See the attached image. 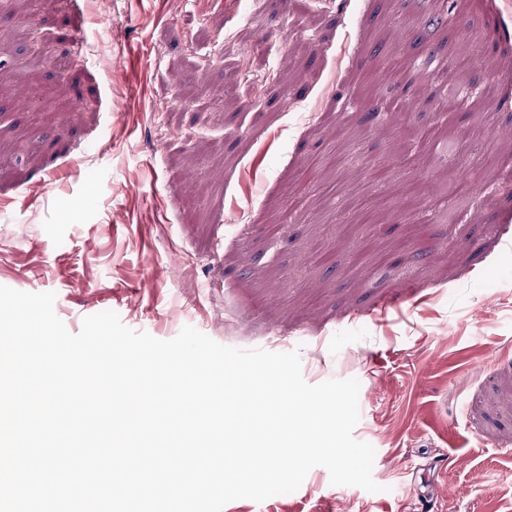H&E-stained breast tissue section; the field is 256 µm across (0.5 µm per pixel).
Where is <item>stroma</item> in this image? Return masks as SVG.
<instances>
[{"instance_id": "1", "label": "stroma", "mask_w": 512, "mask_h": 512, "mask_svg": "<svg viewBox=\"0 0 512 512\" xmlns=\"http://www.w3.org/2000/svg\"><path fill=\"white\" fill-rule=\"evenodd\" d=\"M498 4L413 31L414 0H196L186 19L171 0H0V285L54 292L73 333L111 310L360 384L378 492L316 467L223 512H512V130L452 113L471 168L425 164L400 129L434 107L388 111L381 66L464 55L512 90ZM26 13L51 55L82 40L92 63L33 61ZM450 177L482 185L462 223L439 221Z\"/></svg>"}]
</instances>
